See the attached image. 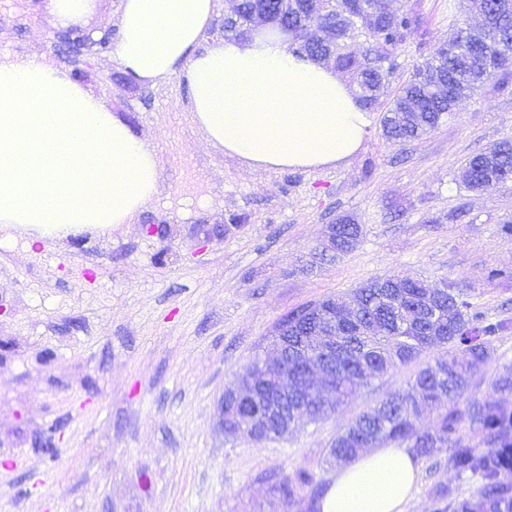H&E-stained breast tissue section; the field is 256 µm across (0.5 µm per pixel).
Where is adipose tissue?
Listing matches in <instances>:
<instances>
[{"label":"adipose tissue","mask_w":512,"mask_h":512,"mask_svg":"<svg viewBox=\"0 0 512 512\" xmlns=\"http://www.w3.org/2000/svg\"><path fill=\"white\" fill-rule=\"evenodd\" d=\"M216 2L120 0L114 60L142 83L184 79L207 142L252 168L316 169L353 157L370 120L347 79L297 57L270 25L201 47ZM419 476L410 449H366L332 474L321 512H409Z\"/></svg>","instance_id":"1"}]
</instances>
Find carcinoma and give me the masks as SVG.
I'll list each match as a JSON object with an SVG mask.
<instances>
[{
	"mask_svg": "<svg viewBox=\"0 0 512 512\" xmlns=\"http://www.w3.org/2000/svg\"><path fill=\"white\" fill-rule=\"evenodd\" d=\"M391 0H306L288 5L283 0H241L236 26L224 27L226 36L244 35V21L250 12L266 11L279 29L288 32L291 52L315 61L331 54L336 68L350 75L356 93L369 110L380 105V91L390 84L399 64L398 51L420 35L422 18L414 7L395 12ZM467 9L483 14L489 29L484 37L462 36L459 16L448 15V26L456 39L443 44L431 57L413 66L389 102L382 119L384 136L399 144L428 134L445 121L456 104L477 92H503L512 86V3L509 0H467ZM315 22L335 32L330 42L312 50L305 42L307 25ZM512 180V140H504L485 152L470 157L464 166V185L471 191H485ZM362 228L342 218L336 223L337 256L358 244ZM405 288L423 297L437 288L424 279L404 280L390 276L383 284L370 280L338 301L356 303L366 324H377L371 336H348L334 349L323 351L330 365V384L335 398L323 411L311 398H288L290 431L324 419L345 403L358 389L380 375L392 372L437 345L449 346L448 357L418 368L406 386L376 402L352 419L332 440L329 456L342 463L375 444H406L419 456H429L443 444L452 450L450 460L460 474L479 477L477 495L448 502L452 492L440 485L434 498L436 512H512V410L494 396L512 394V367H504L489 383L491 395L467 398L465 409L457 401L466 398L473 378L488 360L481 337L500 336L512 331V322H490L480 312L470 313L454 285L446 284L440 312L411 327L404 323L400 309L380 306L375 289ZM306 336L288 337L286 364L281 371L288 378L303 381L306 370L303 353L309 348ZM436 415L437 427L430 433L416 429L424 413ZM467 423L472 438L461 434ZM310 482L298 472L275 477L272 490L283 506L296 501V487Z\"/></svg>",
	"mask_w": 512,
	"mask_h": 512,
	"instance_id": "cac0c4a2",
	"label": "carcinoma"
}]
</instances>
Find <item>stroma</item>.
<instances>
[{"mask_svg":"<svg viewBox=\"0 0 512 512\" xmlns=\"http://www.w3.org/2000/svg\"><path fill=\"white\" fill-rule=\"evenodd\" d=\"M424 44L398 53L397 80L448 40L458 0H410ZM45 0H0V55L38 53L103 100L154 148L159 192L134 223L31 242L0 231V512H304L324 494L336 433L405 387L418 362L372 381L325 419L261 444L218 423L225 388L275 340L286 314L377 277L449 281L490 320L512 321V182L473 192L469 157L512 139V92L462 101L422 139L398 145L371 113L346 163L253 171L206 145L183 80L142 84L110 50L75 51ZM347 216L359 244L313 263L327 224ZM471 394L512 365V333L494 337ZM450 449L422 458L410 512L432 492L475 494ZM312 482L284 510L270 473Z\"/></svg>","mask_w":512,"mask_h":512,"instance_id":"35a3bbf8","label":"stroma"}]
</instances>
